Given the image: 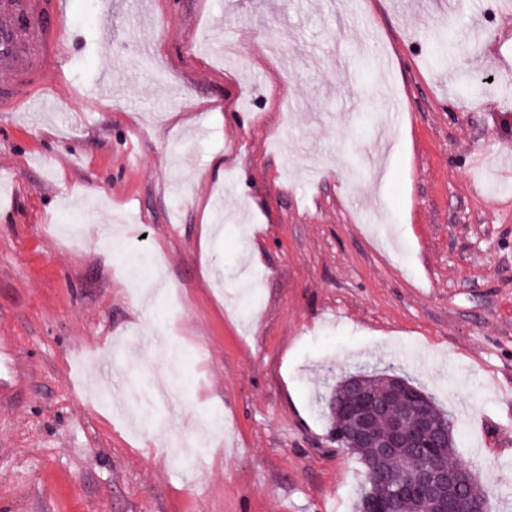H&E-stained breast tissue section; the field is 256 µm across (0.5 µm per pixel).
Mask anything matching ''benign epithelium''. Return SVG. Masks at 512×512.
Returning a JSON list of instances; mask_svg holds the SVG:
<instances>
[{"label":"benign epithelium","mask_w":512,"mask_h":512,"mask_svg":"<svg viewBox=\"0 0 512 512\" xmlns=\"http://www.w3.org/2000/svg\"><path fill=\"white\" fill-rule=\"evenodd\" d=\"M350 396L337 404L348 421L343 436L348 448L368 445L374 448L375 457L386 460L408 443L427 448L428 436L433 430V422L427 416L411 418L405 401L419 398L421 394L413 390L398 377L389 378V387L377 394L362 388L358 379L352 380ZM388 422L383 433L375 432L378 418ZM410 478L404 487L403 497L409 498L417 506V512H425V506L436 502L439 512H489V504L480 484L471 480L461 483L456 474L448 471V465L436 459L430 463L412 460L407 463Z\"/></svg>","instance_id":"7a95c632"}]
</instances>
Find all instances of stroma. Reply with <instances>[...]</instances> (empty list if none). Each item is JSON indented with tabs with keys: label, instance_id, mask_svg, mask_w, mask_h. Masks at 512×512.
<instances>
[{
	"label": "stroma",
	"instance_id": "35a3bbf8",
	"mask_svg": "<svg viewBox=\"0 0 512 512\" xmlns=\"http://www.w3.org/2000/svg\"><path fill=\"white\" fill-rule=\"evenodd\" d=\"M68 2L56 111L0 112V512H356L322 398L365 366L512 512V0ZM387 86L406 120L356 131ZM213 416L222 450L142 445Z\"/></svg>",
	"mask_w": 512,
	"mask_h": 512
}]
</instances>
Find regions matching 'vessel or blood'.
Instances as JSON below:
<instances>
[{"label":"vessel or blood","mask_w":512,"mask_h":512,"mask_svg":"<svg viewBox=\"0 0 512 512\" xmlns=\"http://www.w3.org/2000/svg\"><path fill=\"white\" fill-rule=\"evenodd\" d=\"M63 0H0V112L51 106L49 81L73 42Z\"/></svg>","instance_id":"b4317fda"}]
</instances>
